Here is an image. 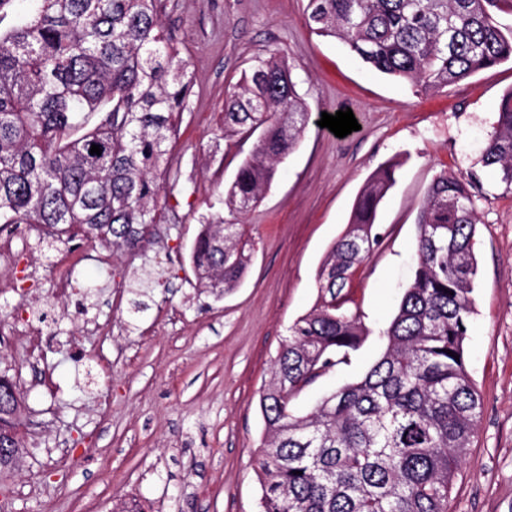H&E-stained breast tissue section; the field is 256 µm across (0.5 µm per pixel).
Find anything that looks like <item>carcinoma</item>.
I'll return each mask as SVG.
<instances>
[{
  "label": "carcinoma",
  "instance_id": "1",
  "mask_svg": "<svg viewBox=\"0 0 512 512\" xmlns=\"http://www.w3.org/2000/svg\"><path fill=\"white\" fill-rule=\"evenodd\" d=\"M16 2L0 0V224L34 226L49 248L79 235L142 247L164 220L165 185H177L168 145L193 87L163 22L165 0H26L22 17ZM507 11L512 0H308L307 22L428 93L512 62V29L496 19ZM310 116L287 64L256 60L224 100V132L257 137L224 190L230 211L257 204ZM93 144L101 154H90ZM400 165L388 161L363 186L319 270V301L288 327L260 394L259 512H448L483 409L464 350L478 274L477 172L462 180L442 171L429 184L413 276L379 359L310 414L292 408L371 335L342 291L381 240L377 209ZM475 166L512 192V91ZM252 250L243 224L201 225L190 254L198 288L219 300L239 287ZM15 411L0 407V445L18 444Z\"/></svg>",
  "mask_w": 512,
  "mask_h": 512
}]
</instances>
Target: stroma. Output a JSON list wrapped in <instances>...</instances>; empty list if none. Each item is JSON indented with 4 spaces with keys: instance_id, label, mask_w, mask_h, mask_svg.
<instances>
[{
    "instance_id": "obj_1",
    "label": "stroma",
    "mask_w": 512,
    "mask_h": 512,
    "mask_svg": "<svg viewBox=\"0 0 512 512\" xmlns=\"http://www.w3.org/2000/svg\"><path fill=\"white\" fill-rule=\"evenodd\" d=\"M307 0H170L164 22L193 74L171 157L182 176L166 193L163 224L144 249L74 240L46 248L27 239L21 294L0 283V371L22 401L27 448L0 471L12 512H258L264 430L259 393L289 326L318 297L317 272L345 230L357 194L385 161L403 162L377 222L382 240L343 293L372 329L363 347L307 385L294 401L312 411L327 393L362 377L385 348L413 265L418 214L441 171L467 178L512 90V64L434 93L363 64L306 24ZM277 53L313 116L351 109L346 137L309 126L260 203L227 212L224 190L254 150L225 138L224 98L257 58ZM475 314L465 340L483 400L469 458L448 512H512V194L479 172ZM246 225L255 243L240 288L222 300L200 291L189 252L203 221ZM74 272L55 291L56 265ZM146 307L134 312L136 296ZM48 314L37 347L17 343L24 308ZM109 322L111 339L88 331Z\"/></svg>"
}]
</instances>
